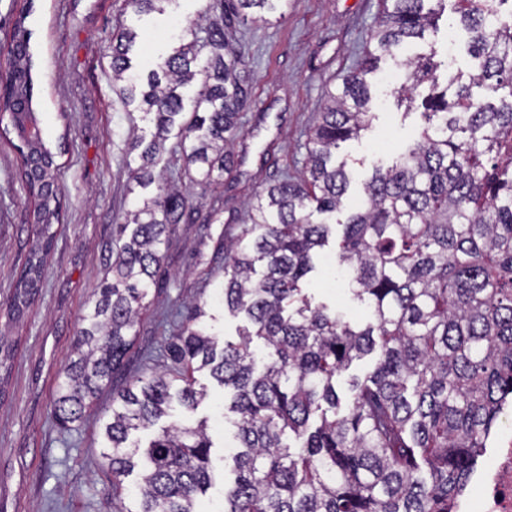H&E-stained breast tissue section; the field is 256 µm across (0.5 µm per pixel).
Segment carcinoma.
<instances>
[{"instance_id":"1","label":"carcinoma","mask_w":512,"mask_h":512,"mask_svg":"<svg viewBox=\"0 0 512 512\" xmlns=\"http://www.w3.org/2000/svg\"><path fill=\"white\" fill-rule=\"evenodd\" d=\"M169 0H129L137 14ZM448 0H391L368 47L325 105L308 136L305 167L258 191L239 235L224 240V310L252 329L219 342L205 305L185 307L181 332L164 346L150 375L112 394L101 420L103 466L123 498L124 478L140 480L121 512H197L212 481L206 422L162 427L147 446L132 441L175 406L195 411L206 397L194 373L206 369L224 388L237 448L224 512H448L462 493L503 403L512 395V0H454L471 33L479 73L453 95L437 91L438 64L409 58L431 82L421 102L420 139L364 184L362 205L344 224L337 260L353 273L352 294L371 320L352 325L315 305L304 282L328 243L331 216L344 206L346 162L336 149L370 127L367 75L401 44L437 28ZM287 0H216L190 21L171 52L145 72L132 71L137 33L112 35V79L124 103L155 128L130 133L139 164L130 181L157 193L128 211L113 252L112 280L92 293L51 414L70 428L96 408L136 338L135 326L167 247L195 209L173 174L156 170L178 128L184 170L202 191L223 184L238 165L252 103L246 64L232 42L236 25L262 19ZM29 33L15 23L8 53L18 122H37L32 105ZM196 83L191 109L185 90ZM492 99L475 96L473 88ZM22 174L46 233L61 186L54 155L27 143ZM259 340L264 363L252 348ZM378 352L373 368L349 383L337 379Z\"/></svg>"}]
</instances>
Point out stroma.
I'll return each instance as SVG.
<instances>
[{"instance_id": "35a3bbf8", "label": "stroma", "mask_w": 512, "mask_h": 512, "mask_svg": "<svg viewBox=\"0 0 512 512\" xmlns=\"http://www.w3.org/2000/svg\"><path fill=\"white\" fill-rule=\"evenodd\" d=\"M209 3L171 0L164 13L140 17L125 0H0V46L9 44L16 21H23L30 33L33 108L63 186L41 281L18 300L20 276L34 255L39 227L35 199L22 178L21 143L9 118L0 116V512H120L123 506L102 466L97 412L69 430L50 414L60 376L74 358L92 291L111 274L116 219L147 195L140 188L128 189L129 168L138 159L127 143L131 127L145 136L151 128L124 104L104 48L116 24L134 28L140 39L131 63L134 70L147 69L170 52L179 30ZM384 5L385 0H288L284 16L238 30L235 39L253 100L243 119L248 152L215 192L201 194L188 177H181L200 218L178 225L165 250L150 306L136 326L135 346L115 386L150 374L162 362L165 343L181 324L177 311L190 301H209L220 339L237 340L245 319L224 311V255L217 250L228 228L203 217L215 208L242 210L264 185L302 171L307 132L327 92L340 85L368 45ZM467 41L448 10L437 33L383 59L372 78V126L336 153L350 177L337 222H345L361 204L373 169L391 165L419 137L418 110L404 111L394 91L412 83L422 97L430 84L414 83L406 59L436 51L444 86L456 76L477 73ZM337 243L330 238L322 249L306 280L308 293L346 321L361 324L367 311L353 299L348 274L327 267ZM195 378L207 396L191 420H207L215 467L214 482L198 496L196 509L222 512L224 485L231 479L224 454L233 426L223 417V388L208 373Z\"/></svg>"}]
</instances>
